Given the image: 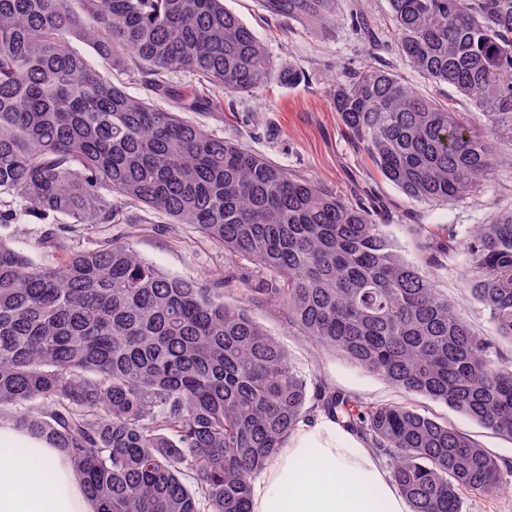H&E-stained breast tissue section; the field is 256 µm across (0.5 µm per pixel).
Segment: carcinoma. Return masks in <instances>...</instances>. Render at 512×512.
I'll return each instance as SVG.
<instances>
[{
	"mask_svg": "<svg viewBox=\"0 0 512 512\" xmlns=\"http://www.w3.org/2000/svg\"><path fill=\"white\" fill-rule=\"evenodd\" d=\"M262 2L274 19L336 24V0ZM388 5L400 55L473 117L376 66L344 72L333 107L409 201L455 200L512 142V0ZM355 31L380 41L362 15ZM114 70L166 104L129 94ZM183 71L198 83L169 81ZM300 80L224 0H0V224H56L42 243L65 253L37 266L0 239V420L58 448L95 512H249L252 482L317 411L392 458L411 512H463V494L504 491L488 449L417 409L308 382L249 314L264 301L318 346L512 438V362L491 356L496 340L512 344V211L473 231L441 226L417 264L375 203L348 204L183 116ZM137 204L251 261L252 287L170 276L120 238L74 249L60 236ZM456 254L495 340L429 273Z\"/></svg>",
	"mask_w": 512,
	"mask_h": 512,
	"instance_id": "cac0c4a2",
	"label": "carcinoma"
}]
</instances>
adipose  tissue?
Listing matches in <instances>:
<instances>
[{"label": "adipose tissue", "mask_w": 512, "mask_h": 512, "mask_svg": "<svg viewBox=\"0 0 512 512\" xmlns=\"http://www.w3.org/2000/svg\"><path fill=\"white\" fill-rule=\"evenodd\" d=\"M0 512H93L45 439L0 424ZM250 512H410L366 442L321 414L301 423L255 480Z\"/></svg>", "instance_id": "adipose-tissue-1"}]
</instances>
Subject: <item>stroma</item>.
I'll return each mask as SVG.
<instances>
[{
	"label": "stroma",
	"mask_w": 512,
	"mask_h": 512,
	"mask_svg": "<svg viewBox=\"0 0 512 512\" xmlns=\"http://www.w3.org/2000/svg\"><path fill=\"white\" fill-rule=\"evenodd\" d=\"M224 6L267 43L275 64L294 67L302 80L293 86L271 85L258 95L237 96L233 111L192 112L189 120L238 141L287 169L294 178L314 182L345 201L356 202L363 191H372L386 211V233L400 254L410 260L421 259V238L439 225L471 228L491 223L503 211L512 210V166L499 165L491 180L462 198L418 205L384 180L367 157L348 143L330 97L335 78L346 70L380 64L426 97L459 112L470 109L467 101L446 84L410 67L391 41L373 48L359 38L352 27V15L361 10L379 27H390L387 0H336V25L326 32L306 22L271 20L260 0H224ZM44 231L41 224H0V239L22 249L37 264L59 265L63 254L42 245ZM111 237L131 243L148 263L166 274L204 281L214 288L223 287L226 275L242 277L252 268L245 259L226 256L222 246L206 240L193 226L170 223L166 216L143 212L136 206L124 207L117 223L74 225L66 234L68 244L76 248ZM432 275L475 331L494 335L485 312L464 288L460 261H446L433 268ZM250 312L285 347L293 366L303 375L369 403L405 402L452 423L498 457L505 468L504 482L512 483V439L493 434L442 403L402 394L340 352L317 348L269 304L254 303Z\"/></svg>",
	"instance_id": "1"
}]
</instances>
